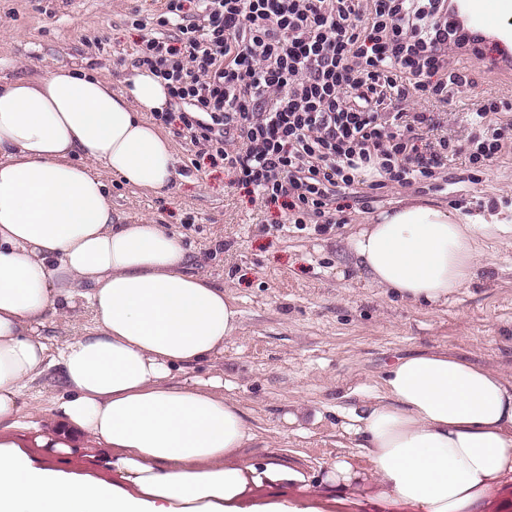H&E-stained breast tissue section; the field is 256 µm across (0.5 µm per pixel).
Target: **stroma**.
I'll list each match as a JSON object with an SVG mask.
<instances>
[{
	"instance_id": "35a3bbf8",
	"label": "stroma",
	"mask_w": 512,
	"mask_h": 512,
	"mask_svg": "<svg viewBox=\"0 0 512 512\" xmlns=\"http://www.w3.org/2000/svg\"><path fill=\"white\" fill-rule=\"evenodd\" d=\"M164 0H0V83L36 78L57 66L98 71L113 89L131 72L134 49L145 33L177 39L174 25L159 26ZM512 43L490 39L481 56L458 54L452 69L467 76L447 102L419 101L435 113L438 135L465 143L470 114L485 98L508 103L512 73L501 69ZM163 126L175 148L169 190L147 193L102 172L112 207L127 224H159L180 237L190 272L209 276L235 298L241 327L223 356L178 373L193 384L220 378L256 435L243 450L249 460L278 457L301 468L318 486L327 468L347 458L367 461L345 429L352 409L374 399L383 374L397 360L444 351L512 379V234L484 237L476 279L430 307L384 293L346 260L345 241L368 211L401 199H425L512 225V143L480 176L463 160L442 169L439 190L420 184L388 185L370 209L360 202L365 185L332 196L325 229L290 224V211L264 203L234 184L223 163Z\"/></svg>"
}]
</instances>
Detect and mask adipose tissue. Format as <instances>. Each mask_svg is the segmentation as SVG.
<instances>
[{
	"instance_id": "adipose-tissue-1",
	"label": "adipose tissue",
	"mask_w": 512,
	"mask_h": 512,
	"mask_svg": "<svg viewBox=\"0 0 512 512\" xmlns=\"http://www.w3.org/2000/svg\"><path fill=\"white\" fill-rule=\"evenodd\" d=\"M170 102L134 70L120 90L60 66L0 88V512H323L299 469L243 458L254 435L220 380L174 372L223 355L241 312L159 224H125L101 171L160 193L170 140L146 120ZM459 211L408 199L358 224L347 253L367 282L435 306L475 276L480 237ZM87 304L93 325L58 350L38 332ZM63 387L48 422L23 390ZM348 430L368 462L323 483L406 512H486L512 489V381L466 358L399 359Z\"/></svg>"
}]
</instances>
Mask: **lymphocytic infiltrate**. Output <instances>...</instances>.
<instances>
[{
	"mask_svg": "<svg viewBox=\"0 0 512 512\" xmlns=\"http://www.w3.org/2000/svg\"><path fill=\"white\" fill-rule=\"evenodd\" d=\"M179 18L177 43L140 41L134 64L186 101L181 129L221 159L267 203L286 202L295 224L324 217L332 190L368 182L434 186L448 161L466 155L489 166L512 141V123L492 121L489 100L475 112L467 150L428 140L418 98L447 102L466 84L448 53L480 54L482 34L449 22L448 0H165ZM368 25L358 28L359 13Z\"/></svg>",
	"mask_w": 512,
	"mask_h": 512,
	"instance_id": "1",
	"label": "lymphocytic infiltrate"
}]
</instances>
